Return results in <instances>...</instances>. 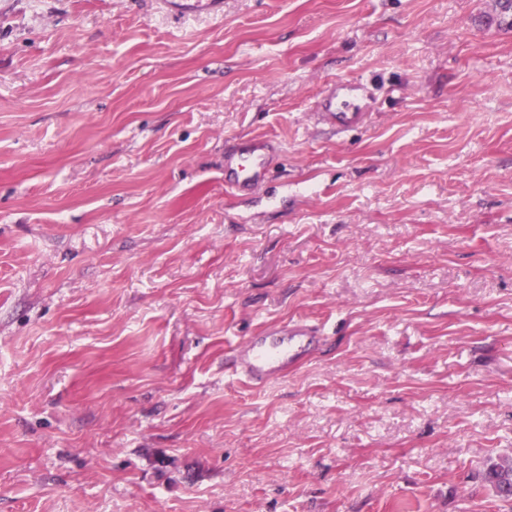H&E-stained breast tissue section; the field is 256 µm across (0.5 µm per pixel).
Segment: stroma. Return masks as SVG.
Here are the masks:
<instances>
[{
	"instance_id": "1",
	"label": "stroma",
	"mask_w": 512,
	"mask_h": 512,
	"mask_svg": "<svg viewBox=\"0 0 512 512\" xmlns=\"http://www.w3.org/2000/svg\"><path fill=\"white\" fill-rule=\"evenodd\" d=\"M494 0H0V512H512ZM337 79L376 99L339 133ZM274 146L257 193L224 146ZM292 319L306 362L224 361ZM162 3L180 13L205 10L217 14L224 6L223 0H164ZM319 325L294 319L269 329L263 336H249L236 345L225 370L255 385L266 384L295 368L320 346ZM490 461L484 474L483 479L491 487L494 488L498 497L503 500L511 499V497H502L504 493L511 492L512 487V467L504 464L503 460L500 462ZM505 487L508 489L505 490ZM492 488V489H493Z\"/></svg>"
}]
</instances>
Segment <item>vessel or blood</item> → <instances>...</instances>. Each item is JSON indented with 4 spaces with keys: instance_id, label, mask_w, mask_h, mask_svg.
Here are the masks:
<instances>
[{
    "instance_id": "vessel-or-blood-1",
    "label": "vessel or blood",
    "mask_w": 512,
    "mask_h": 512,
    "mask_svg": "<svg viewBox=\"0 0 512 512\" xmlns=\"http://www.w3.org/2000/svg\"><path fill=\"white\" fill-rule=\"evenodd\" d=\"M164 3L180 13L205 10L216 14L224 6L223 0H164ZM363 98L359 82L339 81L318 101L316 111L337 130H349L370 118ZM268 168L269 145L265 141L254 140L246 146H229L224 150V185L235 194L246 195L259 189ZM322 340L319 325L294 319L236 345L225 368L262 385L300 365L318 349Z\"/></svg>"
}]
</instances>
